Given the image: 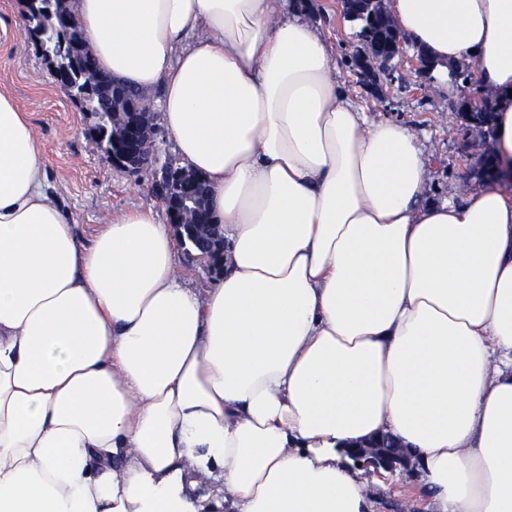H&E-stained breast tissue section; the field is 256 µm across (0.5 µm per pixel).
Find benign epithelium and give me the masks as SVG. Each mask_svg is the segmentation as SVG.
<instances>
[{
	"label": "benign epithelium",
	"instance_id": "benign-epithelium-1",
	"mask_svg": "<svg viewBox=\"0 0 512 512\" xmlns=\"http://www.w3.org/2000/svg\"><path fill=\"white\" fill-rule=\"evenodd\" d=\"M343 17L351 19L364 7L372 9L373 16L384 27H390L384 0H341ZM31 11L26 13L27 20L37 21L33 39L44 50L50 62V70L60 89L69 97L90 111L85 106V97L92 91L90 87L78 88L75 73L79 72V61L87 49L75 14L69 9L67 0H44L41 6L31 0L27 3ZM61 34V40L55 49L50 50L42 41V37L50 32ZM405 38L398 32L391 39L368 40L364 43L365 50L358 61L356 75L363 88L379 101L386 99L383 85L405 83L403 45ZM410 62L416 74H431L435 65L423 52L416 53ZM99 91L111 102L114 109H122L124 117V144L115 148L105 147L106 154L112 164L125 171L139 172L158 165V149L156 146L157 128L154 114L140 98H129L119 83L109 80L102 81ZM491 100L467 96L461 106V115L471 126H487L489 123ZM157 189L161 201L166 205L175 225L180 240L201 236L207 240V250L198 253V258L207 263V267L215 274L221 273L224 264V236L220 225L206 222L203 210L198 207L197 196L192 192L196 177L190 175L184 181L177 198L169 197L170 187L181 177L182 170L167 164L159 169ZM348 454L356 462L393 472L397 469L415 470L412 459L408 456L391 457L383 446L372 443L360 448H351Z\"/></svg>",
	"mask_w": 512,
	"mask_h": 512
}]
</instances>
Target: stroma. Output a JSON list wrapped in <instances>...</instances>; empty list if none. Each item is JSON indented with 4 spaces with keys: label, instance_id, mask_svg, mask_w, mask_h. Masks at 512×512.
Masks as SVG:
<instances>
[{
    "label": "stroma",
    "instance_id": "1",
    "mask_svg": "<svg viewBox=\"0 0 512 512\" xmlns=\"http://www.w3.org/2000/svg\"><path fill=\"white\" fill-rule=\"evenodd\" d=\"M311 21L320 27L336 52L338 80L349 95L376 119L416 128L429 165L427 200L448 198L457 187L480 183L475 175L474 149L492 150L494 136L456 118L448 106L452 92L435 80L419 81L409 74V88H387V99L376 103L358 83L346 60L359 41L355 26L341 18L336 0H310ZM24 0H0V92L13 97L41 141L47 192L72 218L79 234L91 239L99 224L134 208H153L162 220L170 214L153 190L151 172L131 174L112 165L93 131L94 115L84 112L54 82L42 52L31 40ZM371 487L386 486L388 500L404 512H421V478L397 472L368 476Z\"/></svg>",
    "mask_w": 512,
    "mask_h": 512
}]
</instances>
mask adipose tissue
I'll use <instances>...</instances> for the list:
<instances>
[{
  "instance_id": "obj_1",
  "label": "adipose tissue",
  "mask_w": 512,
  "mask_h": 512,
  "mask_svg": "<svg viewBox=\"0 0 512 512\" xmlns=\"http://www.w3.org/2000/svg\"><path fill=\"white\" fill-rule=\"evenodd\" d=\"M386 10L440 76L474 57L493 183L426 201L415 129L341 89L302 0H76L209 186L203 291L153 210L83 241L0 93V512H377L342 450L386 434L427 512H512V0Z\"/></svg>"
}]
</instances>
